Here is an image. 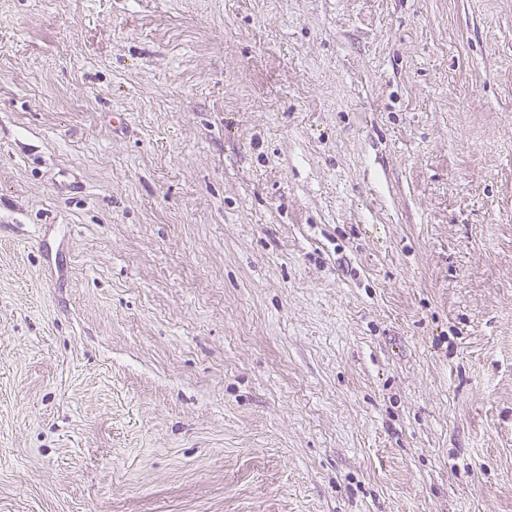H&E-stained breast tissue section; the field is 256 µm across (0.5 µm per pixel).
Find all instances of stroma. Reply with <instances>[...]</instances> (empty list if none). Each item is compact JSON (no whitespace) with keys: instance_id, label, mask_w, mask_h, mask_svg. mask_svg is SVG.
I'll use <instances>...</instances> for the list:
<instances>
[{"instance_id":"stroma-1","label":"stroma","mask_w":512,"mask_h":512,"mask_svg":"<svg viewBox=\"0 0 512 512\" xmlns=\"http://www.w3.org/2000/svg\"><path fill=\"white\" fill-rule=\"evenodd\" d=\"M0 512H512V0H0Z\"/></svg>"}]
</instances>
